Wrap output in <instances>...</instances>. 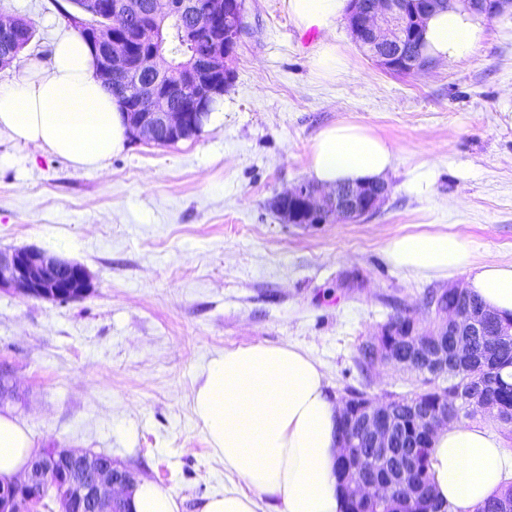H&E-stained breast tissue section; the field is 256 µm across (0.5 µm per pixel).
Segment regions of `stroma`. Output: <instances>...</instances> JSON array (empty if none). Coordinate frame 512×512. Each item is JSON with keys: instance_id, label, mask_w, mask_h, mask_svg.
<instances>
[{"instance_id": "35a3bbf8", "label": "stroma", "mask_w": 512, "mask_h": 512, "mask_svg": "<svg viewBox=\"0 0 512 512\" xmlns=\"http://www.w3.org/2000/svg\"><path fill=\"white\" fill-rule=\"evenodd\" d=\"M245 6L249 33L208 130L171 145L128 140L102 172L0 138V249H43L92 279L64 303L0 290V372L16 390L0 413L35 447L110 454L174 491L180 512L233 482L189 400L211 356L288 343L336 396H410L417 371L362 373L358 347L396 308L428 320L423 295L443 282L392 267L386 243L461 229L477 260L512 262L511 12L483 20L470 55L409 76L376 67L337 20L346 68L329 81L283 0ZM1 14L35 29L0 68L8 83L29 57H48L66 23L54 0H0ZM343 120L396 149L389 198L358 223H282L274 198L306 180L314 137ZM417 168L434 174L424 196L406 187Z\"/></svg>"}]
</instances>
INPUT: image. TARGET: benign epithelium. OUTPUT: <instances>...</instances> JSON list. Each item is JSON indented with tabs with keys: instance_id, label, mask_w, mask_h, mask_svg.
I'll use <instances>...</instances> for the list:
<instances>
[{
	"instance_id": "obj_1",
	"label": "benign epithelium",
	"mask_w": 512,
	"mask_h": 512,
	"mask_svg": "<svg viewBox=\"0 0 512 512\" xmlns=\"http://www.w3.org/2000/svg\"><path fill=\"white\" fill-rule=\"evenodd\" d=\"M451 2L351 0L347 27L354 43L379 68L388 72L403 69L412 75L429 66L431 60L410 54L408 41L430 16ZM458 2L485 19L512 9V0ZM168 8L181 18L186 32H193L204 18L210 26L207 47L186 61L188 75L173 86H163L153 77V72L166 66V61L163 52L155 48L159 39L150 0H116L109 11L112 33L91 34L104 82L126 94L132 137L165 145L175 144L201 130L202 113L184 111L182 101L190 94L198 100L224 93V86L232 76L231 62L245 33V24L238 22L243 16V0H206L203 5L197 0H170ZM390 192V186L384 182L340 184L328 192L310 182H300L277 198L288 200L290 205L280 213L283 223L315 225L328 224L333 217L349 222L364 220L382 207ZM12 287L31 298L68 302L89 291L90 275L83 265L41 250L0 251V289ZM426 309L429 321L423 324L412 320L407 333L390 321L381 327L367 344L372 350L370 368L420 366L428 376L454 378L456 368L448 362V353H453L456 362L471 357L467 336L472 329H480L491 315L483 310L461 315L444 304L428 305ZM500 335L497 331L487 338L477 366L480 381L486 386L495 384ZM450 336L457 337L451 351L448 350ZM423 395L429 397V403L422 405L413 399L411 419L424 437L432 436L438 426L453 421V415L448 413L450 396L464 401L474 412L496 407L489 394L450 395L447 386L434 383ZM341 404V417L358 426L372 452V457L361 458L345 473L352 497L366 507L382 494L409 504L414 502L416 488L410 462L402 463L380 482L366 476L371 459L385 457L404 428V421L396 416L391 400L347 394ZM41 481L53 487L60 512H128L122 491L133 487L137 474L94 453L57 448L54 459L35 457L21 477L0 484V512H39V502L27 489Z\"/></svg>"
}]
</instances>
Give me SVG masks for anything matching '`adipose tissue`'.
Masks as SVG:
<instances>
[{
  "mask_svg": "<svg viewBox=\"0 0 512 512\" xmlns=\"http://www.w3.org/2000/svg\"><path fill=\"white\" fill-rule=\"evenodd\" d=\"M349 0H285L299 29L318 28L311 52L315 73L335 79L345 57L331 33ZM478 19L459 7L433 15L425 52L445 60L470 54L482 37ZM0 135L70 162L105 170L124 150L130 129L118 98L107 91L95 57L75 34L58 35L47 59H30L16 82L0 84ZM396 150L366 125L342 121L323 128L311 145L308 176L330 188L383 180ZM387 261L421 276L462 273L468 291L503 319L512 318V263L476 261L465 233L419 232L391 239ZM214 456L236 481L208 496L200 512H345L337 477L340 408L320 365L290 344H253L212 356L190 392ZM33 441L12 415L0 414V481L19 476ZM429 475L452 512H476L512 481V451L484 424H450L432 440Z\"/></svg>",
  "mask_w": 512,
  "mask_h": 512,
  "instance_id": "ef3b65f1",
  "label": "adipose tissue"
}]
</instances>
